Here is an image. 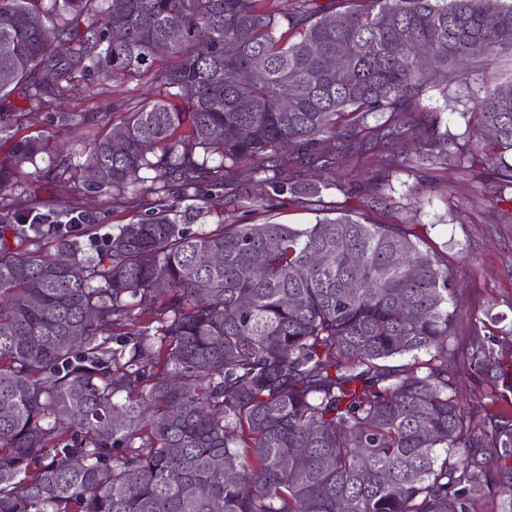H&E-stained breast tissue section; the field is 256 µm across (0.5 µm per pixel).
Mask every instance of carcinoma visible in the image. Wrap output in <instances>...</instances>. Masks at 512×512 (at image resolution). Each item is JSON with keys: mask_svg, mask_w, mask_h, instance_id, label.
Wrapping results in <instances>:
<instances>
[{"mask_svg": "<svg viewBox=\"0 0 512 512\" xmlns=\"http://www.w3.org/2000/svg\"><path fill=\"white\" fill-rule=\"evenodd\" d=\"M41 2L0 0V134L17 88L39 107L70 96L74 71L119 82L165 58L167 96L84 163L110 168L107 190L149 183L158 208L87 255L88 212L0 202V512H474L490 463L512 460V412L479 429L455 398L454 284L412 225L341 213L192 232L170 212L310 199L348 153L372 160L358 187L448 161L421 97L512 56V0ZM473 115L456 153L512 204V78ZM46 147L14 139L0 191ZM48 173L73 176L68 155ZM489 340L467 359L511 407L512 359Z\"/></svg>", "mask_w": 512, "mask_h": 512, "instance_id": "carcinoma-1", "label": "carcinoma"}]
</instances>
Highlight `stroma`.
Returning <instances> with one entry per match:
<instances>
[{
  "label": "stroma",
  "mask_w": 512,
  "mask_h": 512,
  "mask_svg": "<svg viewBox=\"0 0 512 512\" xmlns=\"http://www.w3.org/2000/svg\"><path fill=\"white\" fill-rule=\"evenodd\" d=\"M164 67V62H157L154 70L120 83L75 75L73 92L58 109L31 112L27 101L17 100L22 110L19 133L50 138L68 150L73 166H81L84 148L98 136L100 128L89 123L79 128L77 136H70L53 123L56 111L88 115L105 112L111 124H121L130 112L141 108L147 97L163 94L157 73ZM511 67L512 60L504 58L473 72L468 81L434 86L427 90L422 104L440 114L441 126L447 129L450 140L464 142L468 114L483 86L496 82L502 70ZM49 163V158L39 159L37 172L1 192L0 199L87 210L95 221L80 227L86 252H93L116 225L138 222L156 206V195L144 190L129 192L128 202L119 203L113 200L111 191H88L82 178L42 177L41 171ZM366 168L365 157H345L337 186L324 190L320 198L292 204L282 196L262 207L247 203L225 213L223 219L228 224H311L323 212L340 207L356 212L367 224L415 225L428 245L447 262L456 285L452 305L460 315L457 344L465 349L480 345L490 332L512 339V205L499 201L493 185L472 178L452 158L445 164L418 163L393 172L377 188L380 205L364 208L359 197L348 194L346 186Z\"/></svg>",
  "instance_id": "stroma-1"
}]
</instances>
